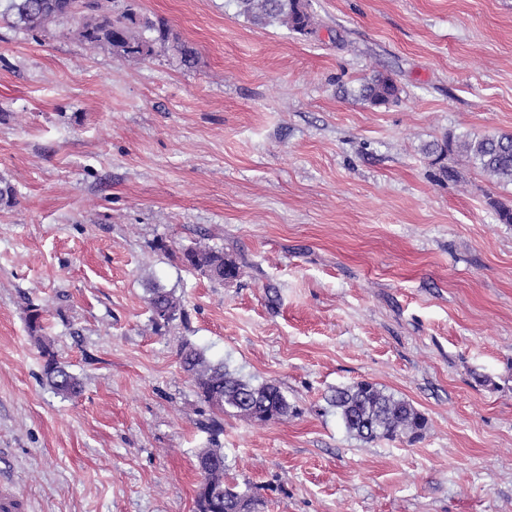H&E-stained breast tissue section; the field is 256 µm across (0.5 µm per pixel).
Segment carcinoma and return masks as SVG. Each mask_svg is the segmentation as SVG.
<instances>
[{
    "mask_svg": "<svg viewBox=\"0 0 512 512\" xmlns=\"http://www.w3.org/2000/svg\"><path fill=\"white\" fill-rule=\"evenodd\" d=\"M237 13L253 25L286 27L300 35L313 33L311 17L303 0H233ZM0 22L20 27L44 37L77 36L93 47H104L124 58H147L159 51L173 52L179 63L190 68L196 63V51L159 17H151L137 9L131 0H0ZM371 106H385L399 98L400 88L384 71L364 78L356 90L342 88ZM429 155L445 156L459 152L468 157L484 173L499 182L512 183V133L472 137L464 135L445 144H430ZM186 266L209 275L216 281L233 279L238 265L212 249L191 247L183 250ZM148 304L156 320L170 322L182 315L181 300L162 288L149 289ZM27 325L45 357L42 380L63 398L79 394L81 383L65 364L59 361L50 345L43 340L42 312L29 310ZM183 370L193 379L198 395L213 410H233L238 416L267 423L282 421L296 412L279 386L274 383L254 384L229 370L224 363L210 360L205 352L185 344L179 352ZM326 401L346 432L363 442L404 436L413 442L423 437L428 420L409 401L386 392L377 384L360 381L333 389ZM204 478L223 487L224 497L215 500L195 490L197 512H238L246 501L249 512H256L258 499L238 484L226 479L227 466L221 448H202L196 453Z\"/></svg>",
    "mask_w": 512,
    "mask_h": 512,
    "instance_id": "1",
    "label": "carcinoma"
}]
</instances>
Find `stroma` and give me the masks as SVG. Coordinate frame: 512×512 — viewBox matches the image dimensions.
<instances>
[{"mask_svg":"<svg viewBox=\"0 0 512 512\" xmlns=\"http://www.w3.org/2000/svg\"><path fill=\"white\" fill-rule=\"evenodd\" d=\"M137 5L195 68L0 24V470L27 512H196L214 440L259 512H512V184L425 153L512 132V0H307L308 37L232 0ZM376 70L396 103L340 94ZM197 246L238 277L185 267ZM156 286L183 318L154 321ZM32 307L73 399L41 380ZM186 342L296 415L214 416ZM361 380L423 438L347 434L324 397Z\"/></svg>","mask_w":512,"mask_h":512,"instance_id":"stroma-1","label":"stroma"}]
</instances>
